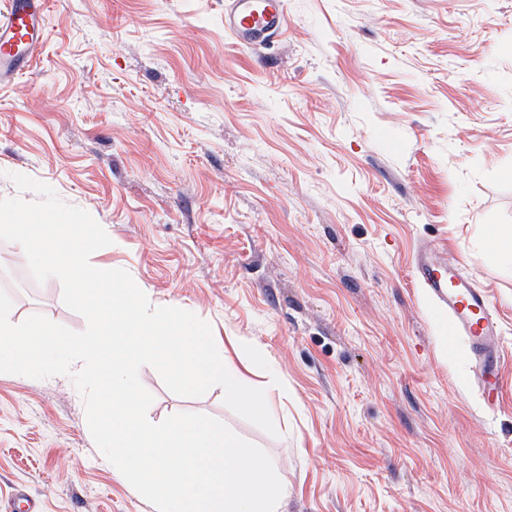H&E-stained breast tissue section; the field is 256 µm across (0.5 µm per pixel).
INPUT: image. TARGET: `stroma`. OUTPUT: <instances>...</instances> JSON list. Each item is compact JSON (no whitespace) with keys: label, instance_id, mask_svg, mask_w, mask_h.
<instances>
[{"label":"stroma","instance_id":"obj_1","mask_svg":"<svg viewBox=\"0 0 512 512\" xmlns=\"http://www.w3.org/2000/svg\"><path fill=\"white\" fill-rule=\"evenodd\" d=\"M225 0H50L25 75L0 85V198L14 175L88 211L152 306L259 349L287 437L216 386L154 421L212 417L281 464V512H512V0H287L249 48ZM486 288L508 352L486 412L465 340L414 284L421 243ZM13 322L75 331L60 281L0 241ZM152 512L96 447L71 379L0 374V512ZM489 253L494 258L512 259V229L499 230L492 234L489 242Z\"/></svg>","mask_w":512,"mask_h":512}]
</instances>
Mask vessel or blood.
I'll list each match as a JSON object with an SVG mask.
<instances>
[{
  "mask_svg": "<svg viewBox=\"0 0 512 512\" xmlns=\"http://www.w3.org/2000/svg\"><path fill=\"white\" fill-rule=\"evenodd\" d=\"M285 2L232 0L224 11V28L240 43L264 42L286 26ZM47 12V0H9L7 14L0 18V84L25 73L43 42ZM414 279L466 340L475 389L484 410L495 411L504 382L505 345L487 289L426 247L416 258Z\"/></svg>",
  "mask_w": 512,
  "mask_h": 512,
  "instance_id": "b4317fda",
  "label": "vessel or blood"
}]
</instances>
